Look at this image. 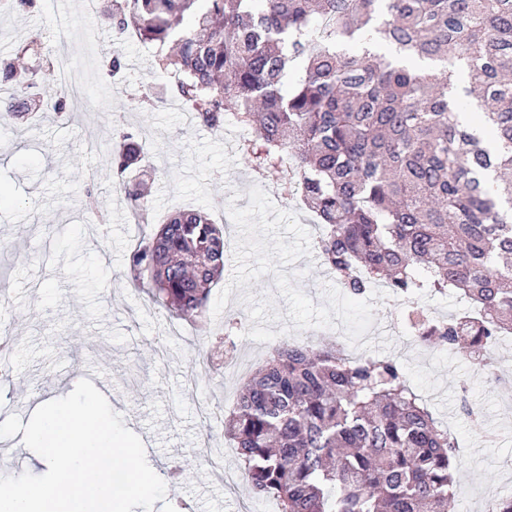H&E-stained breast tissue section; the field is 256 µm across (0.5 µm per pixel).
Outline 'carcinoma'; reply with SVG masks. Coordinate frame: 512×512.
<instances>
[{
    "instance_id": "cac0c4a2",
    "label": "carcinoma",
    "mask_w": 512,
    "mask_h": 512,
    "mask_svg": "<svg viewBox=\"0 0 512 512\" xmlns=\"http://www.w3.org/2000/svg\"><path fill=\"white\" fill-rule=\"evenodd\" d=\"M112 33L173 51L156 56L195 122L249 132L253 171L290 169L317 219L322 265L345 290L383 280L404 298L453 292L472 309L407 324L422 342L487 346L512 332V0H113ZM372 38L396 56L370 52ZM302 71L292 91L288 75ZM13 93L0 109L54 112L35 75L0 63ZM479 110V125L460 111ZM137 133L118 134L112 171L149 223ZM224 226L183 210L129 256L169 313L206 310L224 271ZM253 492L280 512H446L461 464L457 438L407 385L395 360L340 344L284 341L224 417Z\"/></svg>"
}]
</instances>
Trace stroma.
<instances>
[{
    "mask_svg": "<svg viewBox=\"0 0 512 512\" xmlns=\"http://www.w3.org/2000/svg\"><path fill=\"white\" fill-rule=\"evenodd\" d=\"M81 3L34 0L30 9L0 12V59L39 38L41 60H26L38 70L35 94L66 105L51 121L0 114V242L9 245L0 253V336L13 340L0 408L26 424L41 404L89 379L141 437L151 468L163 475L183 468L167 485V502L189 504L191 512H277L273 499L248 487L221 420L203 419L201 410L210 404L229 412L275 342H337L353 354L398 359L410 387L457 437L456 486L469 496H454L450 512H482L489 496L512 493V378L493 372L512 365V337L491 367L463 351L411 344L408 306L445 317L463 301L422 294L407 303L382 287L347 294L321 263L311 214L290 210L274 186L255 180L237 150L234 122L220 132L194 124L154 78L148 44L116 42L112 0H98L89 15ZM62 25L75 31L67 50L75 83L57 74ZM116 51L125 68L113 80L106 65ZM150 88L162 100L146 109ZM128 129L145 145L155 221L191 205L227 226L224 274L206 310L212 331L241 325L223 365L202 364L208 338L195 320L170 316L127 275L144 230L112 174L113 136ZM469 405L483 414L484 432L466 414Z\"/></svg>",
    "mask_w": 512,
    "mask_h": 512,
    "instance_id": "obj_1",
    "label": "stroma"
}]
</instances>
